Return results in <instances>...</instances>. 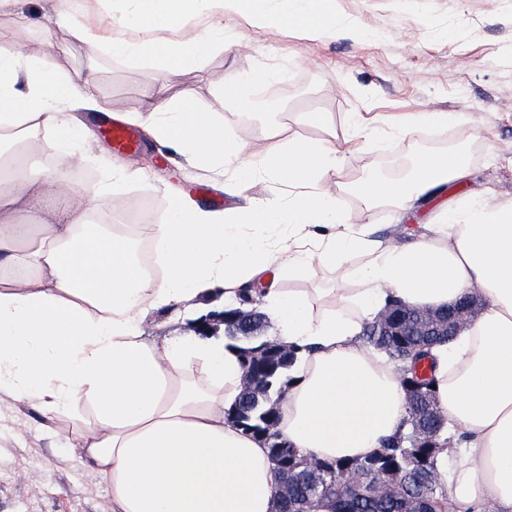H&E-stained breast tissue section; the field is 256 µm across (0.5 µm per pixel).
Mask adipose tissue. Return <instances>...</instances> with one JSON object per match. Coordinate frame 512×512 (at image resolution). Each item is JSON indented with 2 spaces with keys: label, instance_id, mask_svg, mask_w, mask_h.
Returning a JSON list of instances; mask_svg holds the SVG:
<instances>
[{
  "label": "adipose tissue",
  "instance_id": "obj_1",
  "mask_svg": "<svg viewBox=\"0 0 512 512\" xmlns=\"http://www.w3.org/2000/svg\"><path fill=\"white\" fill-rule=\"evenodd\" d=\"M49 17L75 36L89 60L61 71L53 41L24 50L0 41V159L32 139L54 160L52 172L26 168L0 179V402L34 406L42 417L89 412L67 438L102 476L112 512H278V477L269 450L234 418L242 389L240 354L223 332H192L157 343L142 324L155 312L200 318L209 300L260 295L280 343L298 361L277 406L288 446L319 459H363L405 427L407 408L396 364L360 336L395 300L443 309L461 296L481 299L479 315L453 340L434 345L433 389L446 426L465 442L437 460L452 512H512V200L479 195L440 205L413 241L376 237L347 223L330 191L340 168L336 139L312 141L279 129L257 157L213 113L165 93L139 115L159 144L223 177L225 193L244 182L279 179L288 201H258L220 217L182 197L169 220L141 228L160 276L148 274L136 238L92 225L99 200H120L131 177L108 169L74 183L73 168L97 162L92 128L78 111L96 105L95 60L106 53L155 66L163 85L224 45L221 20L292 27L308 39L349 32L336 0H132L130 18L153 35L126 37L127 19L87 24L76 0H49ZM271 70L230 77L225 106L255 108L254 87ZM464 152H422L403 177L366 175L352 192L366 203L409 210L449 182L464 179ZM339 271L344 287L316 312V289L279 288L281 277L311 268Z\"/></svg>",
  "mask_w": 512,
  "mask_h": 512
}]
</instances>
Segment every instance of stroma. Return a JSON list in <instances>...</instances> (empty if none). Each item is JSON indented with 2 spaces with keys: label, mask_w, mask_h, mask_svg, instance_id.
Segmentation results:
<instances>
[{
  "label": "stroma",
  "mask_w": 512,
  "mask_h": 512,
  "mask_svg": "<svg viewBox=\"0 0 512 512\" xmlns=\"http://www.w3.org/2000/svg\"><path fill=\"white\" fill-rule=\"evenodd\" d=\"M337 8L341 19L375 32V39L310 40L288 28L251 29L228 14L224 35L233 48L185 68L168 96L190 98L215 113L259 157L284 125L304 138L343 140L350 135L345 119L354 112L448 113L447 128L393 135L383 143L368 138L343 159L332 193L351 223L373 225L384 240L409 239L444 199L479 192L512 198V0H337ZM271 66L285 76L256 89L262 108L243 113L225 107L217 94L225 75ZM97 69L99 100L124 125L159 88L157 71L134 60L103 54ZM307 112L326 113V126L305 124ZM82 119L97 131L96 153L144 169L129 183L126 199L150 201L160 212L171 192L215 211L236 205L211 171L188 167L141 127L133 129L137 148L121 150L99 131L94 110L83 111ZM450 150L468 155L471 174L449 184L442 199L409 213L390 203H353L350 184L363 173L400 176L417 152ZM83 423L69 415L49 421L21 403L0 405V512H110L106 482L61 438Z\"/></svg>",
  "instance_id": "stroma-1"
}]
</instances>
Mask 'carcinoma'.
Instances as JSON below:
<instances>
[{
  "mask_svg": "<svg viewBox=\"0 0 512 512\" xmlns=\"http://www.w3.org/2000/svg\"><path fill=\"white\" fill-rule=\"evenodd\" d=\"M375 326L363 330V342L402 366L404 385H415L424 409L408 411V432L388 441L379 452L364 460H316L288 447L276 431V404L284 379L294 361L290 351L281 352L271 336H225L230 342L249 345L242 360L260 380L254 393L241 392L236 417L247 434L265 439L278 474L279 512H311L326 502L331 512H444L448 501L437 481L436 457L442 448L445 419L436 407L428 359L440 336H376ZM425 415L433 434L419 439L414 423ZM349 470L356 474L354 488L335 491L334 476Z\"/></svg>",
  "mask_w": 512,
  "mask_h": 512,
  "instance_id": "carcinoma-1",
  "label": "carcinoma"
}]
</instances>
